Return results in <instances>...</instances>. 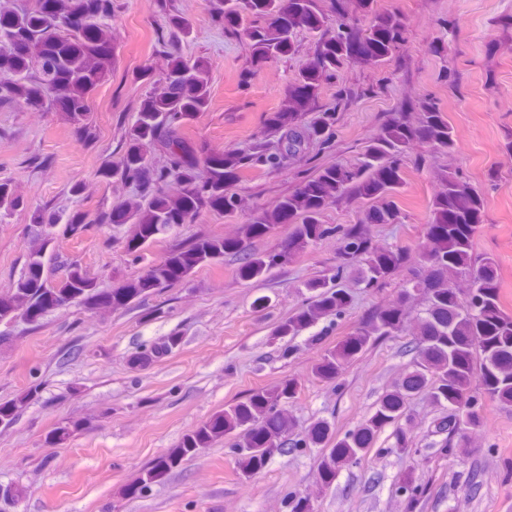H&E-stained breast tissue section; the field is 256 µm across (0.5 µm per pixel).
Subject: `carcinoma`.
<instances>
[{
    "label": "carcinoma",
    "mask_w": 512,
    "mask_h": 512,
    "mask_svg": "<svg viewBox=\"0 0 512 512\" xmlns=\"http://www.w3.org/2000/svg\"><path fill=\"white\" fill-rule=\"evenodd\" d=\"M30 2L29 7L18 10L12 0H0V106L15 104L53 111L61 121L77 126L79 134L89 141L92 131L86 101L112 71L108 19L113 0ZM208 2L230 27L242 11L269 19L246 31L254 68L293 54L298 31H324L329 24V14L320 9L317 0ZM351 4L356 11L372 15L368 32L345 25V0H331L336 27L317 43L280 110L270 118L267 130L242 149L206 159L201 157V147L175 138L173 133L209 104L208 62L202 57L188 58L178 49L179 44L191 40L194 28L182 15L167 11L166 28L173 50L166 70L157 80L143 73L153 87L140 100L135 121L121 133L124 152L99 170L101 178L119 180L137 190L136 199L118 204L100 218L103 224H133L125 244L129 255L139 258L148 241L176 224L188 223L198 211H236L241 198L233 185L243 169L274 170L306 156L314 145L323 149L331 145L336 106L316 107L322 83L351 60L360 65L384 61L402 42L404 31L401 15L374 11V0H351ZM419 108L420 118L415 123L402 114L392 115L366 146L358 164L320 169L298 189L282 196L257 221L241 225L237 236H203L178 244L141 276L112 290L99 288L74 260L65 263L61 280L45 275L48 226L54 221L41 209L29 206L11 180L0 179V219L25 210L32 228L26 272L9 288L0 290V323L17 318L36 323L50 310L73 305L110 313L140 304L229 252L243 253L240 277L257 278L274 267L294 262L318 242L335 238L340 250L333 277L328 282L310 281L307 304L281 320L270 340L287 342L282 356L289 357L295 351L292 340L303 331L327 317L342 316L352 297L339 286V280L357 262L358 279L365 288H383L399 272L405 273V280L389 305L365 313L349 336L324 350L313 364L311 376L337 383L359 353L389 336L400 335L410 319L412 337L404 349L414 355V362L413 370L383 395L369 418L337 439L322 455L321 486L332 485L337 472L361 459L388 426L394 427L397 454L416 452L410 429L401 424L406 404L414 395L421 394L432 405L448 409V415L435 420L434 427L459 436L457 446L467 447L465 431L481 425L478 407L482 401L512 406V314L500 306L496 261L473 252V235L482 223L483 200L459 173L443 170L427 236L418 252L374 242L375 226L401 223L393 195L400 181L401 162L411 146L428 142L446 154L455 150V141L436 102L425 98ZM159 143L164 163L156 165L148 153ZM356 198L372 201L358 223L321 222V210L327 202L342 204ZM287 221L293 225L284 245L266 252L245 250L248 241L273 232ZM420 297L425 308L414 314L410 304ZM181 343L179 335L166 336L133 354L128 364L134 370H147ZM299 388L296 379L288 378L228 405L222 414L187 432L177 447L144 469L126 493L135 494L162 482L170 471L222 438L230 440L232 452L243 465L240 474L245 480L263 470L276 455L330 440V426L325 421L312 425L302 437L295 434L294 416L287 404L294 401ZM38 391L32 386L16 398L0 402V426L14 424ZM76 429L75 424L58 426L46 441L51 446L63 445ZM397 484L412 508L427 492L426 485L411 470L401 472ZM288 506L291 512H314L309 494L292 495Z\"/></svg>",
    "instance_id": "cac0c4a2"
}]
</instances>
